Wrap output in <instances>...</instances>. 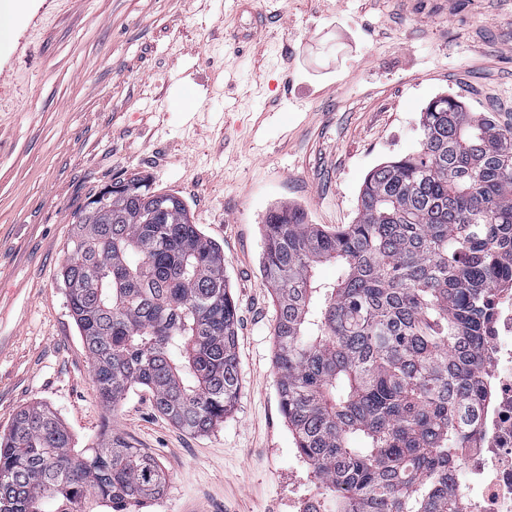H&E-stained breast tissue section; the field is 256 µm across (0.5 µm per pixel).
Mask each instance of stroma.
Segmentation results:
<instances>
[{
  "label": "stroma",
  "instance_id": "35a3bbf8",
  "mask_svg": "<svg viewBox=\"0 0 512 512\" xmlns=\"http://www.w3.org/2000/svg\"><path fill=\"white\" fill-rule=\"evenodd\" d=\"M440 94L512 113V0H26L0 42V432L43 403L76 447L128 439L166 476L139 512H275L315 490L277 393L262 219L288 203L353 223ZM135 173L224 250L241 389L206 435L137 387L101 404L58 284L78 211Z\"/></svg>",
  "mask_w": 512,
  "mask_h": 512
}]
</instances>
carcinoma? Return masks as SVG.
<instances>
[{
	"mask_svg": "<svg viewBox=\"0 0 512 512\" xmlns=\"http://www.w3.org/2000/svg\"><path fill=\"white\" fill-rule=\"evenodd\" d=\"M417 151L366 177L351 224L295 206L263 219L283 415L322 487L317 512H458L448 476L469 439L487 307L512 285V113L448 94L421 112ZM336 280L318 281V265ZM101 403L134 387L206 434L240 394L224 250L174 193L134 175L88 198L60 271ZM166 478L110 431L76 449L59 416L21 409L0 435V512H109Z\"/></svg>",
	"mask_w": 512,
	"mask_h": 512,
	"instance_id": "carcinoma-1",
	"label": "carcinoma"
}]
</instances>
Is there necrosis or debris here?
I'll list each match as a JSON object with an SVG mask.
<instances>
[{"label": "necrosis or debris", "instance_id": "obj_1", "mask_svg": "<svg viewBox=\"0 0 512 512\" xmlns=\"http://www.w3.org/2000/svg\"><path fill=\"white\" fill-rule=\"evenodd\" d=\"M477 417L452 486L459 512H512V289L497 291L478 366Z\"/></svg>", "mask_w": 512, "mask_h": 512}]
</instances>
